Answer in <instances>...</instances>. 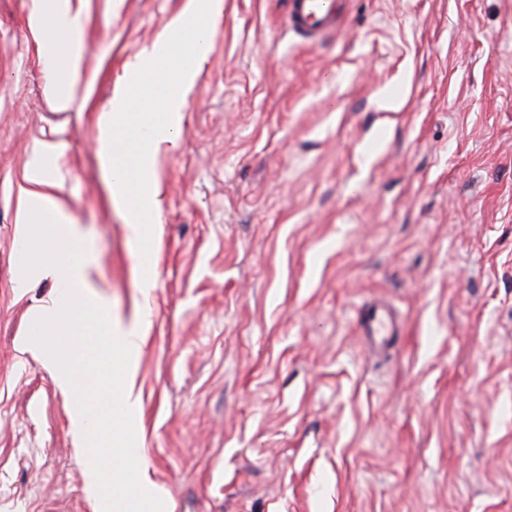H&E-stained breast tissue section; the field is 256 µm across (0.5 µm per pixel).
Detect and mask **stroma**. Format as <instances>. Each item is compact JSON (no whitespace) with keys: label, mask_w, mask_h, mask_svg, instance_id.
I'll use <instances>...</instances> for the list:
<instances>
[{"label":"stroma","mask_w":512,"mask_h":512,"mask_svg":"<svg viewBox=\"0 0 512 512\" xmlns=\"http://www.w3.org/2000/svg\"><path fill=\"white\" fill-rule=\"evenodd\" d=\"M0 0V512H96L70 399L20 354L27 164L49 153L113 317L140 318L135 457L166 512H512V0H345L311 44L287 0H221L160 144L152 286L111 206L96 119L188 0H69L56 111L39 5ZM385 296L383 357L356 332ZM43 19L46 18L48 24L56 29L64 31L68 35V43L64 49L46 51L54 62V67L61 68L68 73V79L60 80L50 87V96L58 111L69 110L75 100L74 88L76 78L80 71L81 52L78 47V28L79 22L76 17L70 15L66 7L53 6L47 13L42 11Z\"/></svg>","instance_id":"obj_1"}]
</instances>
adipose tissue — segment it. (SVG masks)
Listing matches in <instances>:
<instances>
[{
    "mask_svg": "<svg viewBox=\"0 0 512 512\" xmlns=\"http://www.w3.org/2000/svg\"><path fill=\"white\" fill-rule=\"evenodd\" d=\"M45 18L49 25L64 31L68 42L64 48L52 50L55 67L65 70L67 79L50 88V96L58 111L69 110L75 100L74 88L80 71L76 17L67 8L52 7ZM24 184L20 188L17 213L18 240L27 258L19 272L20 285L26 286L49 277L56 281L57 291L45 305L36 309L31 323L44 325L57 317L68 316L74 323L73 338L66 356L47 354L33 340L23 341L21 354L42 359L50 369L56 386L72 398L69 424L77 439L93 436L100 448H125L136 421L138 402L127 387L134 372L135 351L142 341L139 320L116 323L101 294L95 291V259L80 227L56 196L58 184L54 174L37 166H26ZM41 216L46 225L40 238H33L30 224L33 216ZM67 255L65 264H58L57 255ZM124 348L120 361L112 359V345ZM94 371L93 383L108 402L99 419H92L83 399L87 371Z\"/></svg>",
    "mask_w": 512,
    "mask_h": 512,
    "instance_id": "adipose-tissue-1",
    "label": "adipose tissue"
}]
</instances>
